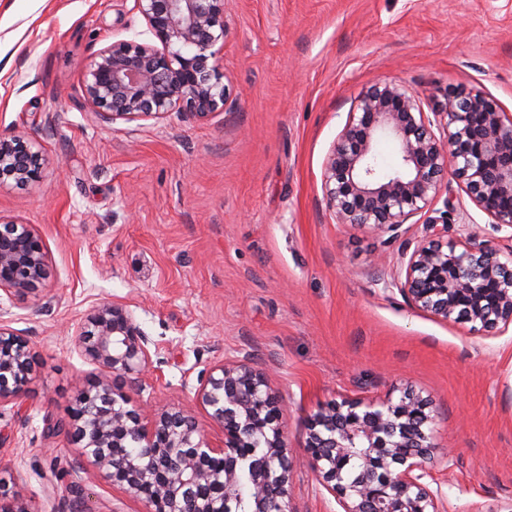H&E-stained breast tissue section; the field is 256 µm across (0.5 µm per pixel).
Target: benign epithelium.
<instances>
[{
  "label": "benign epithelium",
  "instance_id": "7a95c632",
  "mask_svg": "<svg viewBox=\"0 0 512 512\" xmlns=\"http://www.w3.org/2000/svg\"><path fill=\"white\" fill-rule=\"evenodd\" d=\"M155 42L117 40L82 68L83 107L108 122L163 119L188 112L205 119L224 110L229 87L220 59L227 36L224 0H134ZM443 135L438 137L434 129ZM399 144L398 166L384 170L375 145ZM38 144L0 137V187L38 181ZM465 192L492 224L512 229V116L477 90L448 92L428 115L406 87L377 82L361 92L325 161L323 199L338 223L367 228L391 242L417 215L432 232L401 253L391 285L410 307L487 333L512 325V250L503 253L470 231L448 237L454 189ZM444 198V211L430 216ZM48 278L47 252L30 224L0 215V292L25 300ZM90 361L142 385L160 355L132 312L96 307L76 332ZM35 373L31 341L0 323V403L20 398ZM193 405L152 413L130 405L107 380L80 392L69 421L48 431L71 434L98 476L144 503L145 512H293V472L282 400L248 356L207 370ZM204 408L224 433L215 446L199 426ZM430 403L411 390L398 399L343 398L307 425L305 451L319 483L342 512H444L425 482L452 450L434 442ZM251 497L237 509L242 477ZM0 512H35L0 478Z\"/></svg>",
  "mask_w": 512,
  "mask_h": 512
}]
</instances>
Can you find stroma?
I'll list each match as a JSON object with an SVG mask.
<instances>
[{"label": "stroma", "mask_w": 512, "mask_h": 512, "mask_svg": "<svg viewBox=\"0 0 512 512\" xmlns=\"http://www.w3.org/2000/svg\"><path fill=\"white\" fill-rule=\"evenodd\" d=\"M133 0H18L0 6V135L36 140L38 182L0 187V214L42 236L38 298L0 300L29 336L35 379L0 404V476L37 512H144L80 469L48 424L104 369L74 334L107 303L127 305L160 348L132 404L189 403L214 364L252 356L286 405L294 512H337L304 450L307 423L340 397L411 388L453 449L432 484L447 512L512 505V328L485 335L408 307L387 290L399 244L337 223L323 201L326 155L358 95L396 82L432 111L479 90L512 114V0H224L229 102L201 121L109 123L81 106L86 60L118 39L149 40ZM465 223L501 251L466 194Z\"/></svg>", "instance_id": "1"}]
</instances>
